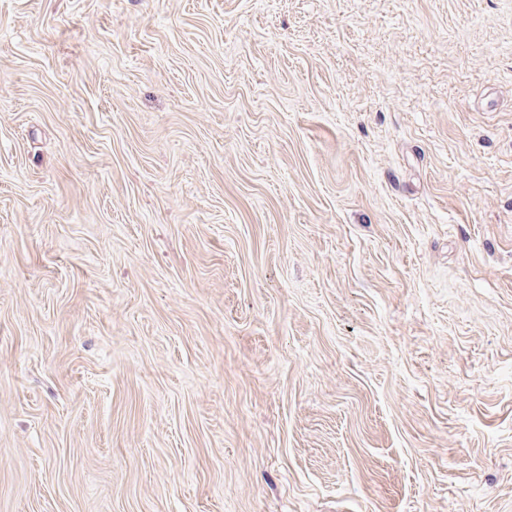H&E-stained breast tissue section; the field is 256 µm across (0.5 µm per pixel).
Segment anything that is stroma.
<instances>
[{
    "label": "stroma",
    "instance_id": "stroma-1",
    "mask_svg": "<svg viewBox=\"0 0 512 512\" xmlns=\"http://www.w3.org/2000/svg\"><path fill=\"white\" fill-rule=\"evenodd\" d=\"M0 512H512V0H0Z\"/></svg>",
    "mask_w": 512,
    "mask_h": 512
}]
</instances>
